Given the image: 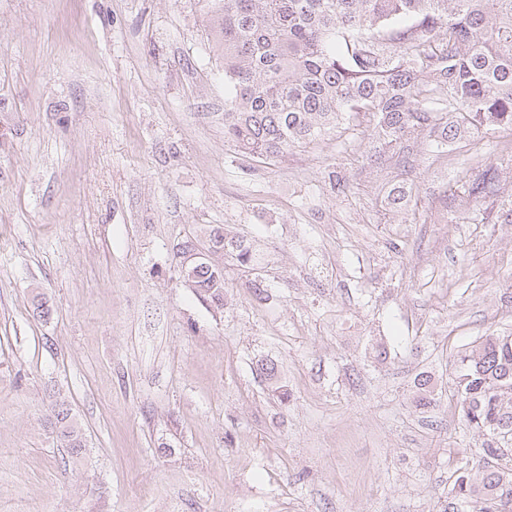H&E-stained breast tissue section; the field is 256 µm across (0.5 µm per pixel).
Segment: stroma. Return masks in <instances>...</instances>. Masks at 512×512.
Masks as SVG:
<instances>
[{"mask_svg": "<svg viewBox=\"0 0 512 512\" xmlns=\"http://www.w3.org/2000/svg\"><path fill=\"white\" fill-rule=\"evenodd\" d=\"M415 140L403 172L364 119L246 167L195 0H0V512H444L487 441L456 359L512 336V131ZM215 224L252 250L220 308L175 256ZM498 190L496 170L492 167L485 170L480 176L469 182L466 189L468 198H471L472 201L476 202L479 199H485L496 195ZM71 409L66 401H56L53 406L54 426L58 440L69 448L71 454L79 455L84 447L82 433L73 422Z\"/></svg>", "mask_w": 512, "mask_h": 512, "instance_id": "obj_1", "label": "stroma"}]
</instances>
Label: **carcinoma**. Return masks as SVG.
<instances>
[{
	"mask_svg": "<svg viewBox=\"0 0 512 512\" xmlns=\"http://www.w3.org/2000/svg\"><path fill=\"white\" fill-rule=\"evenodd\" d=\"M208 35L224 60V141L237 155L268 164L357 116L376 121L379 140L407 142L394 165L414 162L417 133L442 153L472 134L512 130V0H197ZM498 192L496 170L468 183L474 201ZM412 189L391 185L401 207ZM206 249L240 266L252 261L243 241L221 225L206 230ZM224 274L196 271V292L224 303ZM457 392L466 424L480 432L512 424V339L488 336L460 355ZM58 440L81 453L82 433L66 401L53 406ZM453 499L477 512H512V469L458 468Z\"/></svg>",
	"mask_w": 512,
	"mask_h": 512,
	"instance_id": "cac0c4a2",
	"label": "carcinoma"
}]
</instances>
